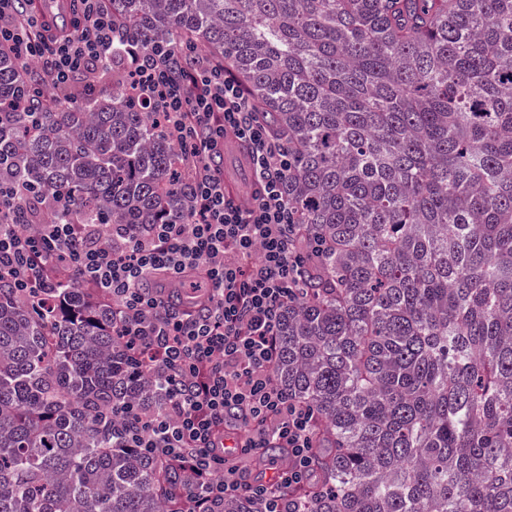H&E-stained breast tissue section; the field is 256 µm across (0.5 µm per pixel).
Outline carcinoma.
I'll return each mask as SVG.
<instances>
[{
  "instance_id": "1",
  "label": "carcinoma",
  "mask_w": 512,
  "mask_h": 512,
  "mask_svg": "<svg viewBox=\"0 0 512 512\" xmlns=\"http://www.w3.org/2000/svg\"><path fill=\"white\" fill-rule=\"evenodd\" d=\"M110 6L241 82L326 241L279 328L278 381L318 419L304 512H512V0ZM56 15L78 31L76 4ZM124 60L42 109L0 49V186L29 223L190 222L180 146ZM53 303L0 284V512H171L178 472L112 437V408H164L161 375L105 295L70 282Z\"/></svg>"
}]
</instances>
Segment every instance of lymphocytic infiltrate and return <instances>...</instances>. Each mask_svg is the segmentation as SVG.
<instances>
[{
	"label": "lymphocytic infiltrate",
	"instance_id": "1",
	"mask_svg": "<svg viewBox=\"0 0 512 512\" xmlns=\"http://www.w3.org/2000/svg\"><path fill=\"white\" fill-rule=\"evenodd\" d=\"M79 3L80 31L57 38L51 19L20 16L19 0H0V47L20 63L40 62L50 105L113 50L132 54L130 94L162 112L184 145L191 221H60L33 233L16 195L0 191V283L38 300L73 280L111 298L114 335L160 371L169 392L162 414L115 419V431L124 447L183 473L176 512H221L224 500L240 496L260 512H297L288 491L312 479L317 418L275 375L280 316L298 296L303 267L302 233L283 191L288 152L224 65L198 54L176 69L181 51L173 43L138 47L113 21L108 0ZM228 135L246 146L253 174L243 206L229 199L213 163ZM156 273L164 281L147 290ZM196 275L206 285L197 309L172 303L167 286ZM269 448L284 449L286 462L266 480L243 461L262 460Z\"/></svg>",
	"mask_w": 512,
	"mask_h": 512
}]
</instances>
